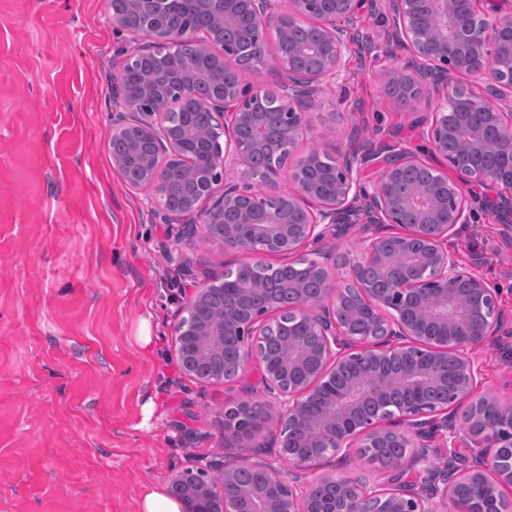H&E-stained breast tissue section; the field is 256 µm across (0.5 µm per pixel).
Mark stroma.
Here are the masks:
<instances>
[{"mask_svg":"<svg viewBox=\"0 0 512 512\" xmlns=\"http://www.w3.org/2000/svg\"><path fill=\"white\" fill-rule=\"evenodd\" d=\"M392 23L389 0H370L349 25L346 64L305 105L282 190H295L301 157L333 142L406 147L450 174L384 93L407 62ZM135 44L105 0H0V512H139L144 489L188 469L217 475L243 454L226 404L270 399L256 360L213 384L178 363L175 327L196 289L247 256L185 243L113 168L108 136L124 106L112 77ZM448 245L502 315L497 342L475 353L477 392L512 403V228L477 204ZM363 248L354 227L306 253L344 256L343 277ZM145 328L155 353L139 345Z\"/></svg>","mask_w":512,"mask_h":512,"instance_id":"1","label":"stroma"}]
</instances>
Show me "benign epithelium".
<instances>
[{
    "label": "benign epithelium",
    "mask_w": 512,
    "mask_h": 512,
    "mask_svg": "<svg viewBox=\"0 0 512 512\" xmlns=\"http://www.w3.org/2000/svg\"><path fill=\"white\" fill-rule=\"evenodd\" d=\"M367 2L321 0V63L316 68L296 70L288 58L270 57L265 44H253L256 70L272 60L286 73L276 91L224 84V57L213 56L201 64L188 62L162 79L146 77L139 97L128 101V112L112 123L110 138L120 133L126 141L122 152L112 153L113 166L123 172L134 163L144 171L140 186L157 199L167 223L187 229V242L202 234L229 250L294 257L276 267L251 264L263 282L259 292L276 297L288 289L296 297L290 306L261 305L253 292L227 287L237 271L226 269L208 275L177 325L178 362L199 381L224 379V341L230 338L238 368L256 355L266 385L280 399V406L264 407L270 447L288 461L286 469L275 467L260 459L256 449L225 462L214 478L180 472L171 479L169 493L184 512H437L435 505L448 504L461 489L474 499L495 501L502 488L512 487V464L500 460L502 449L512 447V408L477 394L480 367L472 357L473 350L495 343L497 298L481 278L460 268L448 248V238L466 223L463 188L512 183V161L492 170L476 163L490 148L512 157V113L494 104L512 91V10L481 11L476 0H390L394 38L407 48L411 61L388 75L384 92L396 106L418 112L420 104H430L417 90L419 76L426 71L439 77L442 103L432 113L429 140L433 151L448 160L454 180L438 176L403 194L401 175L419 159L388 156L383 175L361 204L351 153L331 144L323 153L302 158L307 168L323 155L332 160L321 173L330 190L317 196L314 212L306 206L314 197L312 184L284 193L278 171L248 165L252 153L276 148L266 137V113L258 105L274 98L279 138L296 144L306 129V115L295 107L298 95L318 91L344 67L347 30L337 21L354 18ZM127 4L140 13L141 32L149 37L129 54L127 64L165 58L186 41L188 30L172 22L168 0ZM191 4L226 23L240 13L262 27L279 19L274 0ZM461 72L485 76L486 95L477 101L484 117L481 128L460 124L452 112L472 101L456 81ZM174 98L184 108L224 117V124L197 130L194 149H187V113L172 109ZM245 125L260 132L248 143L236 137ZM450 139L457 142L452 154ZM228 154L246 164L245 177L260 185L261 196L229 183L224 194L215 195ZM172 190L181 198L176 207L166 204ZM399 223L402 232L384 233L385 225ZM334 224H365L370 230L365 252L348 277L358 288L356 295L340 287L328 267L301 256L307 243L324 237ZM310 278L321 284L313 300L306 297ZM380 306L392 308L394 316L375 317L371 340L351 335L341 321L344 311L375 313ZM251 339L258 347L246 348ZM252 413L249 400L226 407L225 429L249 435ZM439 415L443 423L460 424L466 435L484 444L474 461L460 467L450 458L428 483L390 491L320 473L352 442L369 448L398 443L405 451L388 468L397 472L400 483L426 459ZM303 472L319 474L316 485L339 487L338 495L314 497L312 486L301 482Z\"/></svg>",
    "instance_id": "obj_1"
}]
</instances>
